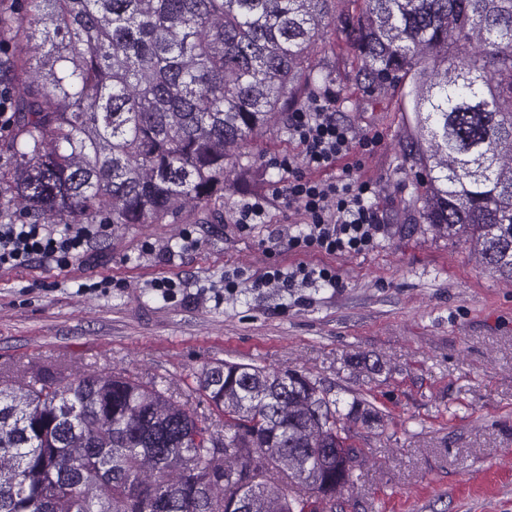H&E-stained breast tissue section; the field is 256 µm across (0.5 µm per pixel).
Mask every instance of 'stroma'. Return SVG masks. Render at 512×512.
<instances>
[{"label":"stroma","mask_w":512,"mask_h":512,"mask_svg":"<svg viewBox=\"0 0 512 512\" xmlns=\"http://www.w3.org/2000/svg\"><path fill=\"white\" fill-rule=\"evenodd\" d=\"M316 58L321 74L294 106L333 91L336 118L354 139H377L352 159L380 188L379 246L308 257L336 267L341 287L252 285L269 264L298 261L266 245L289 225L272 200L282 176L275 162L303 161L282 118L205 209L189 205L160 224L106 225L67 268L37 258L0 268V373L122 372L180 393L203 416L208 402L188 388L203 367L224 359L288 367L343 399H367L381 416L358 429L363 475L336 512H512V280L420 219L406 83L370 84L339 24L326 28ZM253 198L270 201L269 217L239 231L236 208ZM187 228L196 242L184 248ZM233 269L245 279L229 294L222 285ZM161 278L176 282L173 294L155 288Z\"/></svg>","instance_id":"stroma-1"}]
</instances>
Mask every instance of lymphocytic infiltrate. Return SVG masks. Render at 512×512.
I'll return each mask as SVG.
<instances>
[{
    "mask_svg": "<svg viewBox=\"0 0 512 512\" xmlns=\"http://www.w3.org/2000/svg\"><path fill=\"white\" fill-rule=\"evenodd\" d=\"M330 92L313 96L307 107L288 114V133L301 148L304 166L296 168L293 158L279 160L285 175L272 193L285 207L295 210L302 226L281 234L276 246L304 256L320 253L327 256L366 254L379 244L385 226L374 205L378 187L361 178L357 165L348 158L356 149L349 128L338 122ZM340 173L329 176L328 171ZM320 171V178L307 177V170ZM97 230L92 225H64L50 230L42 224H0V267H22L33 257L67 267L84 255ZM340 277L335 267L297 263L285 269L268 267L255 285L290 288L296 284L337 286Z\"/></svg>",
    "mask_w": 512,
    "mask_h": 512,
    "instance_id": "f902f5d3",
    "label": "lymphocytic infiltrate"
}]
</instances>
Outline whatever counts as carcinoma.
Segmentation results:
<instances>
[{
    "mask_svg": "<svg viewBox=\"0 0 512 512\" xmlns=\"http://www.w3.org/2000/svg\"><path fill=\"white\" fill-rule=\"evenodd\" d=\"M24 2L0 13L25 42L0 60V198L33 224H161L209 203L312 83L336 21V0ZM358 2L367 76L409 81L421 218L512 278V0ZM199 390L203 418L121 373L0 377V512H321L361 479L367 402L228 360Z\"/></svg>",
    "mask_w": 512,
    "mask_h": 512,
    "instance_id": "cac0c4a2",
    "label": "carcinoma"
}]
</instances>
